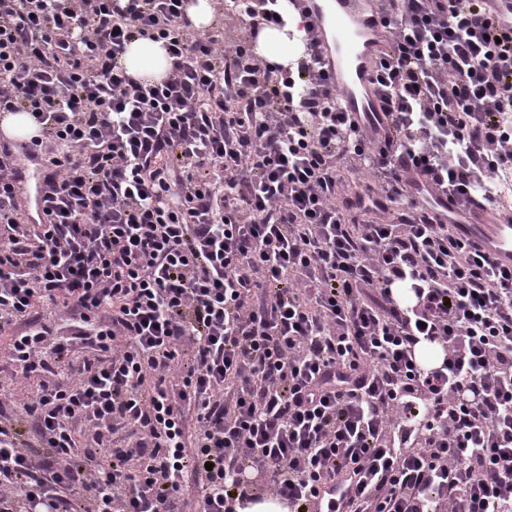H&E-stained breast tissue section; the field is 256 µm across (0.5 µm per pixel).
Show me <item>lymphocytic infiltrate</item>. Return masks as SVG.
<instances>
[{
    "instance_id": "lymphocytic-infiltrate-1",
    "label": "lymphocytic infiltrate",
    "mask_w": 512,
    "mask_h": 512,
    "mask_svg": "<svg viewBox=\"0 0 512 512\" xmlns=\"http://www.w3.org/2000/svg\"><path fill=\"white\" fill-rule=\"evenodd\" d=\"M379 2L374 137L302 0H221L222 36L186 0H0V112L48 160L32 223L0 150V512L292 510L346 471L353 512H512V267L429 198L503 206L512 24L495 0ZM292 16L294 69L253 49ZM136 38L162 81L122 65ZM122 62L130 74L155 82L162 80L170 67L161 43L144 39L129 43ZM2 128L10 137L31 138L38 135V125L25 112L8 114L2 121Z\"/></svg>"
}]
</instances>
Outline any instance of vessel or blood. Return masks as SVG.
Listing matches in <instances>:
<instances>
[{
	"mask_svg": "<svg viewBox=\"0 0 512 512\" xmlns=\"http://www.w3.org/2000/svg\"><path fill=\"white\" fill-rule=\"evenodd\" d=\"M304 6L319 27L328 72L351 120L359 122L364 113L379 111L373 68L387 33L378 0H304ZM466 233L498 265H512V224L495 209L471 215ZM354 490V482L345 477L315 481L304 503L306 512H346Z\"/></svg>",
	"mask_w": 512,
	"mask_h": 512,
	"instance_id": "1",
	"label": "vessel or blood"
}]
</instances>
